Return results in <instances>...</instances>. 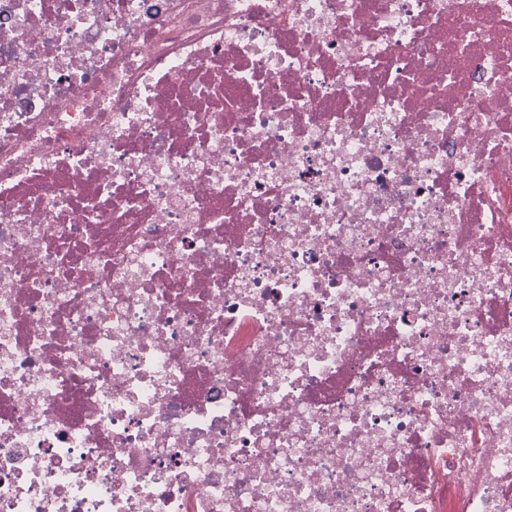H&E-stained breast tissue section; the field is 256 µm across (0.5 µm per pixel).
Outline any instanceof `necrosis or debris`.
<instances>
[{
    "mask_svg": "<svg viewBox=\"0 0 512 512\" xmlns=\"http://www.w3.org/2000/svg\"><path fill=\"white\" fill-rule=\"evenodd\" d=\"M0 512H512V0H0Z\"/></svg>",
    "mask_w": 512,
    "mask_h": 512,
    "instance_id": "1",
    "label": "necrosis or debris"
}]
</instances>
